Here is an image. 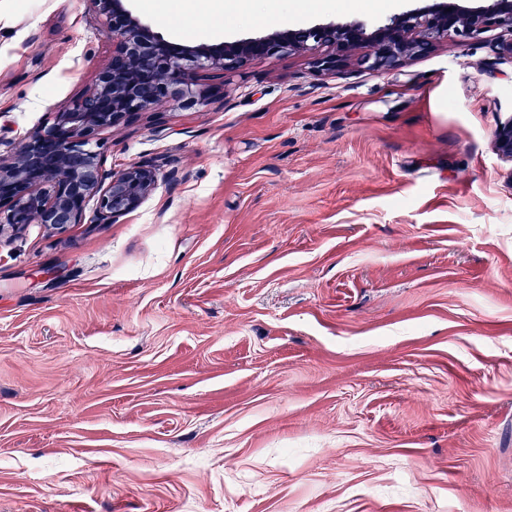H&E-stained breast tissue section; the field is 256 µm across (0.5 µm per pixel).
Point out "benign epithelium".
Wrapping results in <instances>:
<instances>
[{
  "mask_svg": "<svg viewBox=\"0 0 512 512\" xmlns=\"http://www.w3.org/2000/svg\"><path fill=\"white\" fill-rule=\"evenodd\" d=\"M128 0H90L112 41V57L84 94L53 111L52 122L27 132L19 148L0 158V240L40 224L60 235L82 224L86 206L93 222L112 224L138 209L157 189L161 164L136 162L118 171L104 167L98 132L141 112L177 100L204 105L224 92L225 77L274 55L310 54L322 75H334L352 59L383 73L433 52L443 41L477 40L492 29L512 34V0L464 9L453 0L431 10H411L371 26L356 22L220 44H182L166 39L126 6ZM211 81L199 87L200 77ZM498 155L512 162V117L494 132Z\"/></svg>",
  "mask_w": 512,
  "mask_h": 512,
  "instance_id": "7a95c632",
  "label": "benign epithelium"
}]
</instances>
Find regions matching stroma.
I'll list each match as a JSON object with an SVG mask.
<instances>
[{
	"label": "stroma",
	"instance_id": "obj_1",
	"mask_svg": "<svg viewBox=\"0 0 512 512\" xmlns=\"http://www.w3.org/2000/svg\"><path fill=\"white\" fill-rule=\"evenodd\" d=\"M437 0H143L176 42ZM504 32L376 73L304 55L101 130L176 180L0 243V512H512ZM112 56L90 0H0V155ZM494 147L501 158L512 162V117L496 128Z\"/></svg>",
	"mask_w": 512,
	"mask_h": 512
}]
</instances>
